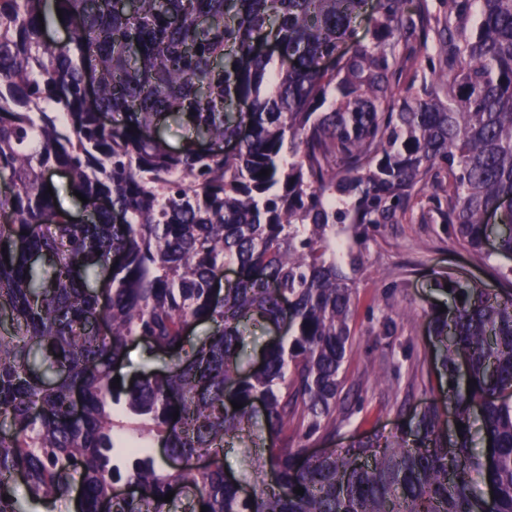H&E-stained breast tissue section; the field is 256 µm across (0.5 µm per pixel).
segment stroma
Instances as JSON below:
<instances>
[{
    "label": "stroma",
    "instance_id": "35a3bbf8",
    "mask_svg": "<svg viewBox=\"0 0 512 512\" xmlns=\"http://www.w3.org/2000/svg\"><path fill=\"white\" fill-rule=\"evenodd\" d=\"M437 64L433 49L415 46L398 67L397 90L416 92L433 83ZM447 187L446 168H436L424 192L363 245L354 283L355 340L343 365L336 435H314L312 448L395 433L441 399L429 324L448 297L435 289L436 279L503 287L493 261L466 250L452 234Z\"/></svg>",
    "mask_w": 512,
    "mask_h": 512
}]
</instances>
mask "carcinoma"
I'll return each instance as SVG.
<instances>
[{
    "label": "carcinoma",
    "mask_w": 512,
    "mask_h": 512,
    "mask_svg": "<svg viewBox=\"0 0 512 512\" xmlns=\"http://www.w3.org/2000/svg\"><path fill=\"white\" fill-rule=\"evenodd\" d=\"M410 2L382 0L348 55L368 0H0V512L75 488L78 512H168L186 489L183 512H512V266L498 291L435 280L453 442L434 403L390 436L292 444L336 436L358 249L437 165L455 237L512 262V0H446L442 20ZM59 9L75 30L56 47L40 27ZM430 41L438 86L398 95L396 65ZM51 170L84 221L46 193ZM270 322L283 336L243 372L245 329ZM193 323L209 332L184 355ZM137 341L175 359L130 379ZM121 482L138 494L112 496Z\"/></svg>",
    "instance_id": "cac0c4a2"
}]
</instances>
